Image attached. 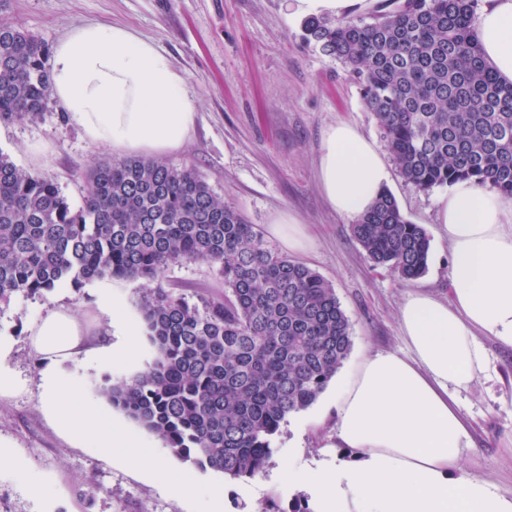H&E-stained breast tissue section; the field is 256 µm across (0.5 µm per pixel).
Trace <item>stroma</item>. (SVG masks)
<instances>
[{"label": "stroma", "instance_id": "1", "mask_svg": "<svg viewBox=\"0 0 512 512\" xmlns=\"http://www.w3.org/2000/svg\"><path fill=\"white\" fill-rule=\"evenodd\" d=\"M0 20L29 31L47 45L84 23L124 24L153 40L187 77L197 119L190 142L168 155L169 163L194 168L213 192L283 252L268 231L280 211L294 215L311 238L304 252L291 253L334 288L352 326L353 347L332 385L347 379L367 356L406 349L398 312L408 294L448 296V231L438 222L442 189L421 192L391 171L389 191L408 220L430 239L425 273L404 281L372 266L351 233V218L333 212L321 194L316 169L327 130L336 122L356 124L381 140L382 131L344 66L302 38V19L288 15L286 0H10ZM0 152L18 166L57 184L73 202L86 192L84 175L114 151L89 144L81 129L49 103L34 121L0 123ZM164 288L189 301L221 298L224 280L208 262L171 264ZM109 288L126 309L133 327L144 329L140 284L108 278L81 290L58 288L42 298L19 297L0 307V337L13 344L7 361L18 386L0 391V441L13 450L0 458V512H261L268 501L288 508L299 496L284 465L302 468L335 441L336 411L326 395L281 424L263 474L247 480L194 471L195 497L177 499L154 474L118 455L106 456L90 442L75 439L44 408L45 361L33 349L28 327L49 312L70 310L93 348L104 340L109 320L98 309L99 288ZM481 342L488 370L455 400L470 424L474 448L459 471L512 496V349L490 337ZM147 338L129 360L96 363L76 356L56 372L98 402L104 414L124 427L155 458L174 464L162 442L102 400L107 378L130 377L151 363ZM39 493H32L31 484Z\"/></svg>", "mask_w": 512, "mask_h": 512}]
</instances>
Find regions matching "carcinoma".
<instances>
[{"mask_svg": "<svg viewBox=\"0 0 512 512\" xmlns=\"http://www.w3.org/2000/svg\"><path fill=\"white\" fill-rule=\"evenodd\" d=\"M345 22L312 18L304 39L335 58L405 183L422 192L473 181L512 199V84L483 61L477 0H394ZM47 45L0 22V122L38 119L51 99ZM75 206L58 186L0 154V304L96 279L143 280L156 357L100 393L173 456L235 480L265 471L273 436L311 406L350 355L334 288L270 249L256 225L190 167L104 161ZM376 266L403 280L428 262L426 230L383 191L351 225ZM215 266L226 301L191 303L162 287L176 262Z\"/></svg>", "mask_w": 512, "mask_h": 512, "instance_id": "carcinoma-1", "label": "carcinoma"}]
</instances>
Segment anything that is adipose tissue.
I'll use <instances>...</instances> for the list:
<instances>
[{"label":"adipose tissue","mask_w":512,"mask_h":512,"mask_svg":"<svg viewBox=\"0 0 512 512\" xmlns=\"http://www.w3.org/2000/svg\"><path fill=\"white\" fill-rule=\"evenodd\" d=\"M476 24L481 54L500 80L512 82V0H483ZM52 97L92 145L158 157L189 141L197 112L185 75L159 50L119 24L72 28L51 56ZM390 173L378 145L356 125L340 122L326 133L318 165L332 210L364 213ZM448 229L447 300L409 296L398 313L408 351L366 357L337 387L336 445L304 471L289 469L290 484L307 488L313 512H512V497L492 485L457 475L475 442L454 393L470 389L487 368L481 336L512 348V200L487 187L461 183L439 201ZM99 309L122 341L98 350L108 361L131 357L136 331L123 307L102 294ZM44 361L84 353V331L57 309L28 332ZM45 401L71 435L102 453L131 449L138 465L152 464L122 429L75 386L45 374Z\"/></svg>","instance_id":"1"}]
</instances>
